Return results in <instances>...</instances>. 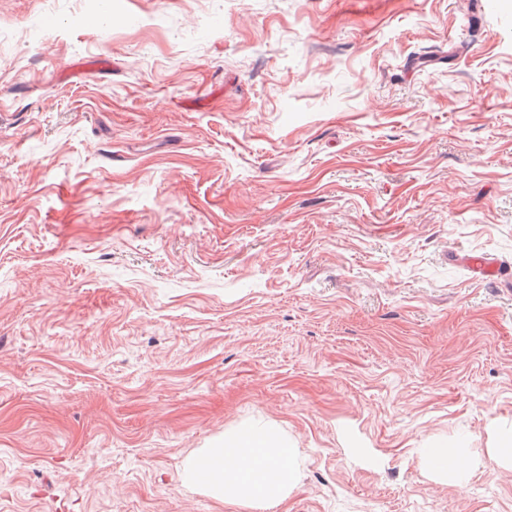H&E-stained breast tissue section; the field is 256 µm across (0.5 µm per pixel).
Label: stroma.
<instances>
[{"label": "stroma", "mask_w": 512, "mask_h": 512, "mask_svg": "<svg viewBox=\"0 0 512 512\" xmlns=\"http://www.w3.org/2000/svg\"><path fill=\"white\" fill-rule=\"evenodd\" d=\"M0 0V512H512V0ZM456 259L468 267L472 273L478 274V278L497 279L508 274L507 270H502L499 264L486 256L468 254L463 257L458 256ZM485 454L494 460L512 464V425L503 429L495 437L492 448H484ZM256 429L257 436L229 435L224 445L207 448L204 458L217 466L205 480L198 477L197 457L188 459L185 479L202 484L214 498L227 503L254 509L280 504L297 481L294 454L272 430ZM269 470L274 471L272 476L267 475ZM199 473L205 477L203 471ZM425 459L429 468L439 477L463 483L471 469L479 463L478 453L468 449L465 452H452L448 448H426L424 449ZM448 458L455 461V465L448 469Z\"/></svg>", "instance_id": "35a3bbf8"}]
</instances>
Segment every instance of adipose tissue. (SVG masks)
I'll use <instances>...</instances> for the list:
<instances>
[{
    "instance_id": "obj_1",
    "label": "adipose tissue",
    "mask_w": 512,
    "mask_h": 512,
    "mask_svg": "<svg viewBox=\"0 0 512 512\" xmlns=\"http://www.w3.org/2000/svg\"><path fill=\"white\" fill-rule=\"evenodd\" d=\"M205 454L214 463V471L199 479V462L193 458L185 464V479L201 481L214 498L251 508L252 512H267L280 504L297 481L292 450L267 428H258L253 436H227L222 446L206 449ZM424 454L434 474L461 483L481 456L512 464V427L500 430L492 448L482 455L445 448H428Z\"/></svg>"
}]
</instances>
